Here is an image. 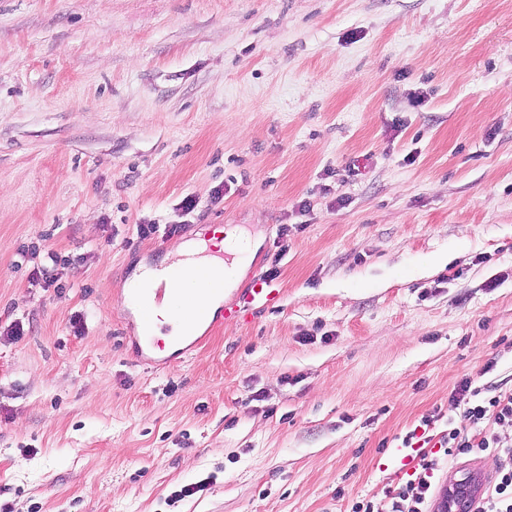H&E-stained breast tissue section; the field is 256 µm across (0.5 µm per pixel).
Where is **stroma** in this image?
<instances>
[{
  "label": "stroma",
  "instance_id": "stroma-1",
  "mask_svg": "<svg viewBox=\"0 0 512 512\" xmlns=\"http://www.w3.org/2000/svg\"><path fill=\"white\" fill-rule=\"evenodd\" d=\"M219 226L279 301L136 362L127 285ZM466 379L512 388V0H0V508L350 512L419 428L437 503L495 476Z\"/></svg>",
  "mask_w": 512,
  "mask_h": 512
}]
</instances>
